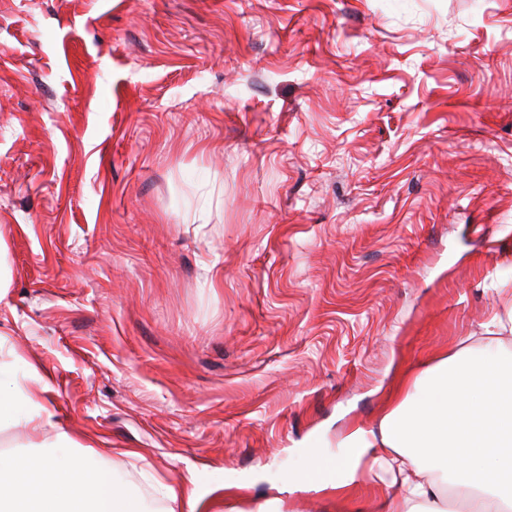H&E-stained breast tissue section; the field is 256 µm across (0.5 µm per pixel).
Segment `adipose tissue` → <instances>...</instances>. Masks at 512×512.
I'll return each mask as SVG.
<instances>
[{
    "mask_svg": "<svg viewBox=\"0 0 512 512\" xmlns=\"http://www.w3.org/2000/svg\"><path fill=\"white\" fill-rule=\"evenodd\" d=\"M502 309L433 363L405 378L374 425L354 427L339 452L312 449L298 487L384 488L378 512H512V289H497ZM47 376L20 382L0 362V432L37 431L51 418ZM89 452L60 433L48 451L0 453V512H144L139 496L111 467H90ZM147 483L161 512H196V486Z\"/></svg>",
    "mask_w": 512,
    "mask_h": 512,
    "instance_id": "1",
    "label": "adipose tissue"
}]
</instances>
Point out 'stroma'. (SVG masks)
<instances>
[{"mask_svg":"<svg viewBox=\"0 0 512 512\" xmlns=\"http://www.w3.org/2000/svg\"><path fill=\"white\" fill-rule=\"evenodd\" d=\"M0 272V452L369 512L286 479L512 289V0H0ZM31 372L35 384L26 386L12 374L7 363L0 362V433L19 424L32 431L51 424L52 414L46 405L50 376L40 375L35 368Z\"/></svg>","mask_w":512,"mask_h":512,"instance_id":"obj_1","label":"stroma"}]
</instances>
